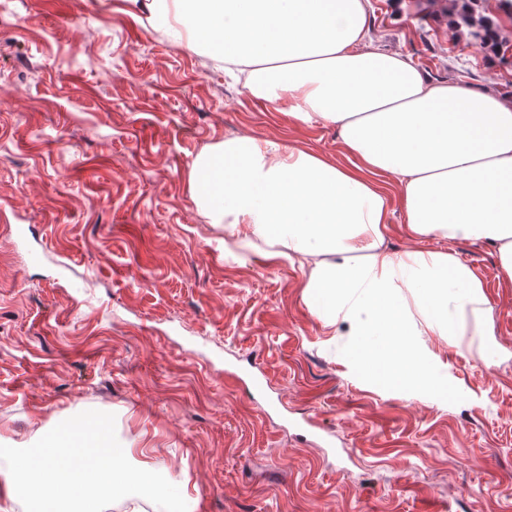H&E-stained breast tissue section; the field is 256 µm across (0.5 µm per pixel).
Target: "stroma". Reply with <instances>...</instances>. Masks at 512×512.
Listing matches in <instances>:
<instances>
[{"label":"stroma","mask_w":512,"mask_h":512,"mask_svg":"<svg viewBox=\"0 0 512 512\" xmlns=\"http://www.w3.org/2000/svg\"><path fill=\"white\" fill-rule=\"evenodd\" d=\"M415 3L369 0L377 46L512 94V67ZM239 134L353 161L334 128L251 99L123 0L0 12V440L112 413L189 512H512V278L494 249L454 246L493 335L469 314L464 335L420 337L440 390L377 383L345 325L313 311L299 264L225 248L198 213L195 157ZM307 417L333 446L300 437Z\"/></svg>","instance_id":"35a3bbf8"}]
</instances>
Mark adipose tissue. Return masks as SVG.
Returning a JSON list of instances; mask_svg holds the SVG:
<instances>
[{
	"mask_svg": "<svg viewBox=\"0 0 512 512\" xmlns=\"http://www.w3.org/2000/svg\"><path fill=\"white\" fill-rule=\"evenodd\" d=\"M176 43H206L253 100L332 126L354 156L329 157L247 135L208 146L187 176L213 224L308 270L325 326L366 346L375 381L438 388L419 336H459L481 314L483 281L453 252L386 246L392 195L410 239L495 248L512 277V103L483 87L434 80L400 53L368 45L369 0H125ZM394 180L393 189L380 176Z\"/></svg>",
	"mask_w": 512,
	"mask_h": 512,
	"instance_id": "1",
	"label": "adipose tissue"
}]
</instances>
